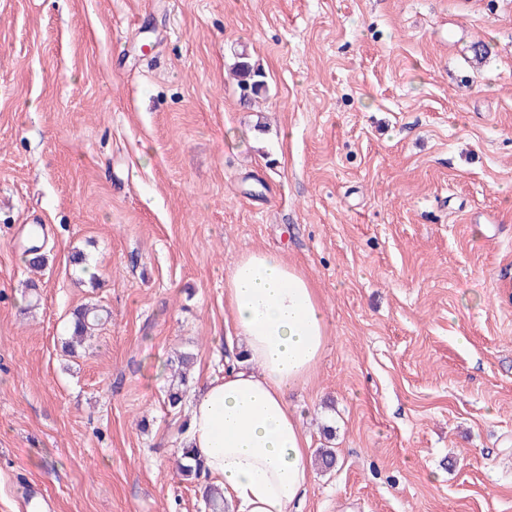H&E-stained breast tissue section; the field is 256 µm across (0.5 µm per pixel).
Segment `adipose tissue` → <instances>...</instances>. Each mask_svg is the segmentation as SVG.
Masks as SVG:
<instances>
[{
  "instance_id": "obj_1",
  "label": "adipose tissue",
  "mask_w": 512,
  "mask_h": 512,
  "mask_svg": "<svg viewBox=\"0 0 512 512\" xmlns=\"http://www.w3.org/2000/svg\"><path fill=\"white\" fill-rule=\"evenodd\" d=\"M224 293L236 346L223 376L195 400L185 442L222 490L227 512H300L314 473L287 395L307 382L325 350L323 306L305 275L268 251L243 255Z\"/></svg>"
}]
</instances>
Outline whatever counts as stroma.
<instances>
[{
    "label": "stroma",
    "instance_id": "1",
    "mask_svg": "<svg viewBox=\"0 0 512 512\" xmlns=\"http://www.w3.org/2000/svg\"><path fill=\"white\" fill-rule=\"evenodd\" d=\"M254 250L328 319L302 512H512V0H0V512H204L172 461ZM233 68L238 77V87L243 99H251L252 96H258L262 90H266L265 73L261 68L255 67L245 54L238 57ZM109 313L97 307L80 308L73 313V322L71 325V333L67 341L64 342V348L70 356L78 355L77 346H82L85 337L90 329L94 326L107 321Z\"/></svg>",
    "mask_w": 512,
    "mask_h": 512
}]
</instances>
